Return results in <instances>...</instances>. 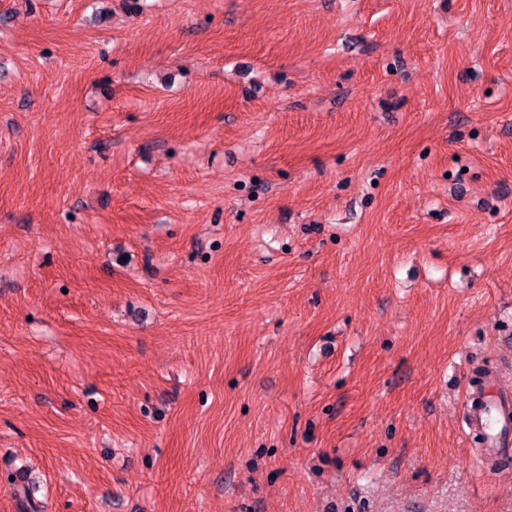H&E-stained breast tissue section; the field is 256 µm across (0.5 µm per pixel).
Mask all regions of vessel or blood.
<instances>
[{
    "mask_svg": "<svg viewBox=\"0 0 512 512\" xmlns=\"http://www.w3.org/2000/svg\"><path fill=\"white\" fill-rule=\"evenodd\" d=\"M470 421L484 435L487 447L512 446V392L489 384L478 399L469 402Z\"/></svg>",
    "mask_w": 512,
    "mask_h": 512,
    "instance_id": "obj_1",
    "label": "vessel or blood"
}]
</instances>
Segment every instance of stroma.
<instances>
[{
    "instance_id": "stroma-1",
    "label": "stroma",
    "mask_w": 512,
    "mask_h": 512,
    "mask_svg": "<svg viewBox=\"0 0 512 512\" xmlns=\"http://www.w3.org/2000/svg\"><path fill=\"white\" fill-rule=\"evenodd\" d=\"M512 0H0V512H512ZM479 401V403L477 402ZM471 424L483 432L484 442L494 450L506 448L511 443L512 392L504 391L491 382L486 391L469 401Z\"/></svg>"
}]
</instances>
